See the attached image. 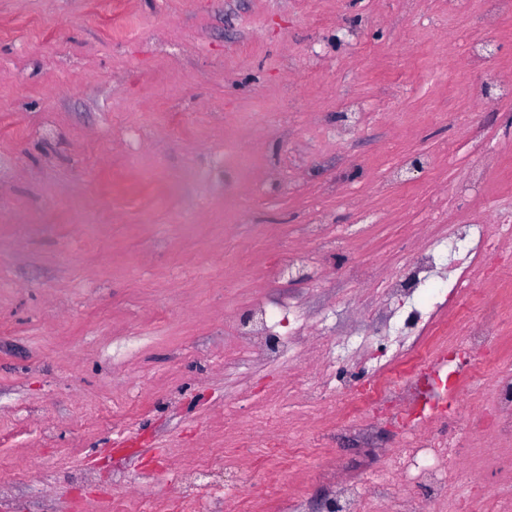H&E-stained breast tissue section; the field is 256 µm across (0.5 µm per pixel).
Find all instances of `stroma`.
Returning <instances> with one entry per match:
<instances>
[{"label": "stroma", "mask_w": 512, "mask_h": 512, "mask_svg": "<svg viewBox=\"0 0 512 512\" xmlns=\"http://www.w3.org/2000/svg\"><path fill=\"white\" fill-rule=\"evenodd\" d=\"M120 2L115 26L111 0H0V512H151L189 467L240 484L195 512H319L329 467L401 448L400 406L363 435L336 418L339 383L292 401L286 381L380 331L358 296L421 237L512 210V0L491 27L486 0ZM243 251L312 258L267 288ZM263 293L309 314L303 358L237 341ZM503 363L512 334L457 387L468 418ZM270 401L310 446L266 502L224 407Z\"/></svg>", "instance_id": "1"}]
</instances>
